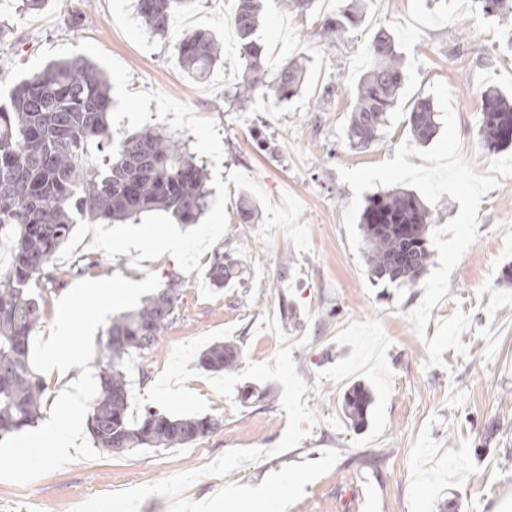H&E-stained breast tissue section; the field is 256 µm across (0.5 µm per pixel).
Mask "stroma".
Segmentation results:
<instances>
[{"instance_id": "obj_1", "label": "stroma", "mask_w": 512, "mask_h": 512, "mask_svg": "<svg viewBox=\"0 0 512 512\" xmlns=\"http://www.w3.org/2000/svg\"><path fill=\"white\" fill-rule=\"evenodd\" d=\"M347 2L315 0L301 13L290 0H262L255 40L273 59L304 61L307 73L291 100L260 95L241 112L232 95L243 65L224 26L236 0L174 9L163 38L141 22L135 0H48L35 13L0 0V82L44 49L92 42L128 70L129 91L160 92L216 121L223 171L247 175L273 204L286 193L297 198L312 246L296 253L280 228L262 242L261 219L239 218L241 206L258 199L231 183L227 231L201 257V271L184 272L167 254L138 263L107 256L90 233L71 258L55 256L37 286L44 301L30 343L34 371H45L63 295L81 293L90 280L141 286L120 305L97 300L95 333L75 319L66 345L94 360L113 317L177 277L180 300L156 349L126 360L128 415L137 419L149 406L173 417L219 418L223 426L183 448L120 454L95 448L84 428L64 437L69 454L33 461L11 453L29 438L21 430L0 439V473H11L0 476V512H80L79 500L81 512H196L208 499L217 500L216 512H237L239 498L258 487L286 498V512H512V280L504 278L512 270V178L483 196L478 237L421 337L407 314L421 302L422 286L372 283L364 255L350 251L343 210L353 192L338 174L393 158L410 137L408 108L430 98L437 81L452 93L464 160L480 172L506 156L485 146L479 118L484 91L512 95V12L489 17L474 0H358L361 23L329 42L321 19ZM75 12L83 20L73 28L67 18ZM381 29L404 57L405 79L378 139L356 148L347 139L353 90ZM197 30L225 43L223 62L203 80L177 62L179 42ZM218 253L239 259L241 283L211 284L206 270ZM458 309L471 319L461 336L467 355L449 349L443 366H427L426 338ZM219 341L243 351L234 372L198 365ZM356 384L374 395L361 428L342 411ZM247 385L274 397L241 402Z\"/></svg>"}]
</instances>
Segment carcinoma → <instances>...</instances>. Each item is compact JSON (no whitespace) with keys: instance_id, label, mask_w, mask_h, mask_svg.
I'll return each mask as SVG.
<instances>
[{"instance_id":"cac0c4a2","label":"carcinoma","mask_w":512,"mask_h":512,"mask_svg":"<svg viewBox=\"0 0 512 512\" xmlns=\"http://www.w3.org/2000/svg\"><path fill=\"white\" fill-rule=\"evenodd\" d=\"M188 0H137V11L163 38L175 7ZM490 17L512 11L509 0H475ZM261 0H238L236 19L245 78L234 93L245 111L258 95L295 97L306 74L296 59L272 61L253 35L260 23ZM363 12L344 8L321 20L323 34L343 40ZM371 65L355 89L347 138L357 147L375 141L397 103L405 64L391 36L377 32L370 47ZM222 44L196 31L181 41L178 62L189 74L205 78L223 60ZM112 100L103 72L78 58L48 64L0 100V244L11 246L12 261L0 270V438L37 421L46 384L30 367L29 342L40 323L42 296L31 282L45 276L58 250L80 221H124L163 210L184 224L194 223L207 206L206 171L181 143L159 127L115 139ZM480 131L486 146L512 145V102L496 90L484 92ZM415 141L429 142L437 130L427 99L417 101L405 118ZM435 221L414 193L394 190L368 200L361 228L369 275L375 282L411 286L433 262L428 235ZM209 279L217 288L238 277V260L225 254L213 262ZM179 302L177 280L148 296L137 309L114 318L95 365L97 390L90 403L88 430L96 448L107 454L135 448H182L222 426L210 417L171 418L146 410L128 417L131 382L126 358L154 351ZM242 360L234 342L208 347L202 369L233 372ZM373 403L371 390L357 385L343 409L354 425L364 426Z\"/></svg>"}]
</instances>
